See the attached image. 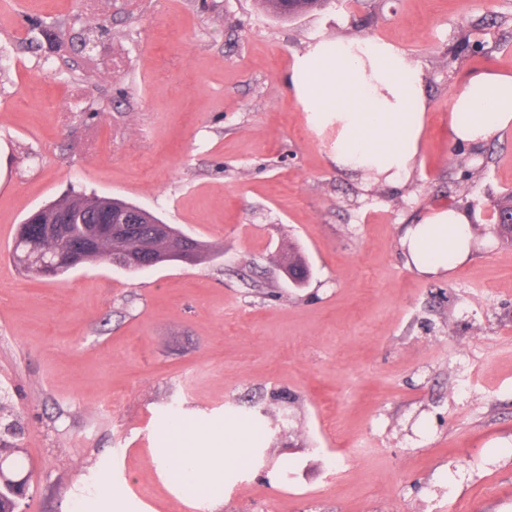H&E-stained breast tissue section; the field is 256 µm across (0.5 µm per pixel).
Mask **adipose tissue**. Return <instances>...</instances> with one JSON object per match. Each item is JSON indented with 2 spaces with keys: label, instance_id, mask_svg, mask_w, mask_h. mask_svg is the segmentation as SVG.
<instances>
[{
  "label": "adipose tissue",
  "instance_id": "ef3b65f1",
  "mask_svg": "<svg viewBox=\"0 0 512 512\" xmlns=\"http://www.w3.org/2000/svg\"><path fill=\"white\" fill-rule=\"evenodd\" d=\"M291 81L297 102L315 134L335 129L330 158L372 184H395L410 176L418 161L427 99L418 71L393 45L382 41L321 40L297 57ZM450 130L459 144H479L512 127V74L470 75L450 104ZM476 226L463 208L440 207L406 225L401 247L408 268L442 277L466 264ZM194 433L179 437L169 458L182 477L214 478L237 468L225 440L244 441L245 429L207 438L194 446Z\"/></svg>",
  "mask_w": 512,
  "mask_h": 512
}]
</instances>
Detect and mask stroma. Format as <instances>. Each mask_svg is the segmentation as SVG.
Segmentation results:
<instances>
[{
  "instance_id": "stroma-1",
  "label": "stroma",
  "mask_w": 512,
  "mask_h": 512,
  "mask_svg": "<svg viewBox=\"0 0 512 512\" xmlns=\"http://www.w3.org/2000/svg\"><path fill=\"white\" fill-rule=\"evenodd\" d=\"M381 40L429 98L411 178L364 188L288 81L321 39ZM0 385L32 471L24 512H512V129L454 142L470 73H512V0H0ZM474 171L453 189L460 160ZM135 203L204 244L197 265L104 260L56 278L12 258L74 192ZM468 209L446 278L400 236ZM311 268L297 287L289 249ZM262 430L206 497L170 478L175 430ZM281 0H262L263 8L272 16L276 18L288 20L295 18L306 11H309L317 6H326L328 0H292L290 4L291 12L284 9ZM507 217L512 218V194L504 196L495 206L498 233L501 237L512 241V223L507 224Z\"/></svg>"
}]
</instances>
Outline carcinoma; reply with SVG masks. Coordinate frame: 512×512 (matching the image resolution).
<instances>
[{
  "mask_svg": "<svg viewBox=\"0 0 512 512\" xmlns=\"http://www.w3.org/2000/svg\"><path fill=\"white\" fill-rule=\"evenodd\" d=\"M328 0H292L290 9L282 7L280 0H262L263 8L272 16L288 20L295 18L317 6H325ZM113 207H135V204L117 198L100 197L96 194H78L58 202L48 204L52 210H61L72 215V223L65 225V233L52 242H44L34 237L30 231V225L20 226L15 239L14 254L20 266L24 270L37 275H62L73 268V265L58 260V254L62 252L66 244L76 240L82 233V223L94 218V216ZM152 223L147 225L148 241L154 251H165L166 238L182 235V231L176 227L165 224L162 229H157L155 222L159 218L151 212H146ZM512 218V194L503 197L495 206V220L498 233L501 237L512 240V223L507 219ZM137 242L133 240L123 241L117 244L102 242L95 253H89L80 259V263H88L97 258L112 259V264L128 271L136 272L142 267L127 261L130 252L136 249ZM288 269L295 276L296 281L303 282L310 277L309 266L290 252L288 253ZM17 424L12 422L0 431V456L6 454L10 457L11 468L0 474V512H6L4 503L13 501V487L11 477L15 471L25 470L24 449L17 443Z\"/></svg>",
  "mask_w": 512,
  "mask_h": 512,
  "instance_id": "obj_1",
  "label": "carcinoma"
}]
</instances>
